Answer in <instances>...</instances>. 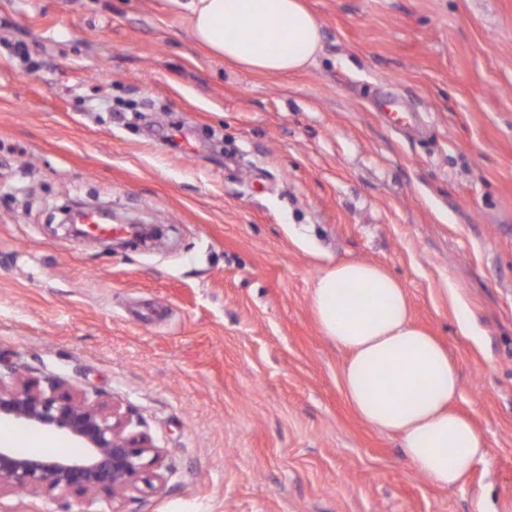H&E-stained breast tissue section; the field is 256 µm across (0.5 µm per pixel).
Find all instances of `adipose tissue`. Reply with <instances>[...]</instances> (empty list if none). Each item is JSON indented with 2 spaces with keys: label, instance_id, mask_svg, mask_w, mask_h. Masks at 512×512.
Wrapping results in <instances>:
<instances>
[{
  "label": "adipose tissue",
  "instance_id": "adipose-tissue-1",
  "mask_svg": "<svg viewBox=\"0 0 512 512\" xmlns=\"http://www.w3.org/2000/svg\"><path fill=\"white\" fill-rule=\"evenodd\" d=\"M196 41L213 55L268 76L308 68L322 29L303 0H175ZM313 316L348 353L343 395L371 428L400 437L413 469L433 484L461 485L489 451L471 420L452 410L461 380L447 348L415 325L407 294L381 266L326 268L311 288Z\"/></svg>",
  "mask_w": 512,
  "mask_h": 512
}]
</instances>
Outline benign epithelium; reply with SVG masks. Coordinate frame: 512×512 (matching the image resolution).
<instances>
[{
  "label": "benign epithelium",
  "instance_id": "benign-epithelium-1",
  "mask_svg": "<svg viewBox=\"0 0 512 512\" xmlns=\"http://www.w3.org/2000/svg\"><path fill=\"white\" fill-rule=\"evenodd\" d=\"M1 420L60 433L80 443L83 453L47 459L0 446V496L77 494L91 507L102 497L117 500L164 488L163 450L130 430L129 416L54 384L44 389L12 364L0 371Z\"/></svg>",
  "mask_w": 512,
  "mask_h": 512
}]
</instances>
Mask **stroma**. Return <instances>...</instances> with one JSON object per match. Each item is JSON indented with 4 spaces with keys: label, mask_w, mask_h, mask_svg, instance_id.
I'll return each instance as SVG.
<instances>
[{
    "label": "stroma",
    "mask_w": 512,
    "mask_h": 512,
    "mask_svg": "<svg viewBox=\"0 0 512 512\" xmlns=\"http://www.w3.org/2000/svg\"><path fill=\"white\" fill-rule=\"evenodd\" d=\"M305 3L323 47L270 78L198 46L171 0H0V360L132 413L164 451L163 493L99 512L512 502V0ZM75 202L167 235L88 246L58 225ZM350 259L447 346L489 450L464 485L415 473L344 399L310 288ZM65 507L86 503L0 497Z\"/></svg>",
    "instance_id": "35a3bbf8"
}]
</instances>
